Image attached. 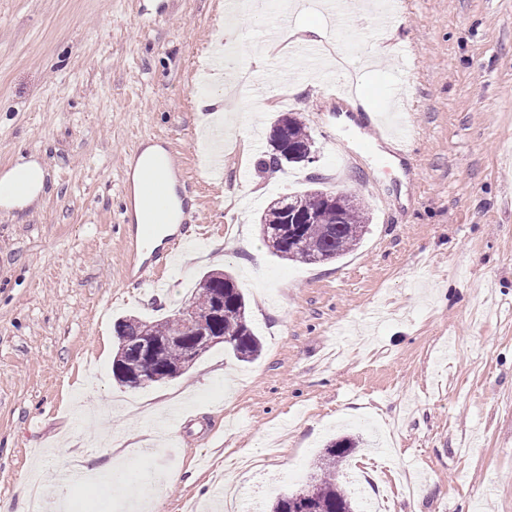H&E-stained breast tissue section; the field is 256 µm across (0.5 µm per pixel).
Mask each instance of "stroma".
<instances>
[{
    "label": "stroma",
    "mask_w": 512,
    "mask_h": 512,
    "mask_svg": "<svg viewBox=\"0 0 512 512\" xmlns=\"http://www.w3.org/2000/svg\"><path fill=\"white\" fill-rule=\"evenodd\" d=\"M398 13L405 24L377 35L355 9L309 14L372 98L357 108L324 94L322 66L296 56L299 91L278 87L251 128L238 125L250 99L225 102L213 179L197 137L214 116L197 102L223 93L225 71L197 73L223 55L255 81L278 69L277 50L249 59L279 26L277 0L231 23L217 0H0V173L34 158L48 184L33 206L0 209V504L30 512L19 486L73 469L78 485L43 486L48 501L124 512L91 473L122 453L120 437L125 497L222 512L211 471L248 455L258 470L233 479L266 512L351 435L361 446L340 480L357 512L377 500L382 512H473L478 500L512 512V0H399ZM374 41L386 53L372 65ZM284 112L307 125L316 161L259 173ZM367 112L390 128L410 119L411 152L387 139L360 151L377 135ZM159 139L193 179L179 189L187 223L209 237L164 271L161 292L140 295L125 282L127 172ZM313 174L358 197L369 229L344 258L302 265L270 253L258 217ZM224 269L260 357L219 345L173 381L117 383V319L171 317L204 272ZM357 465L375 487L356 485Z\"/></svg>",
    "instance_id": "35a3bbf8"
}]
</instances>
